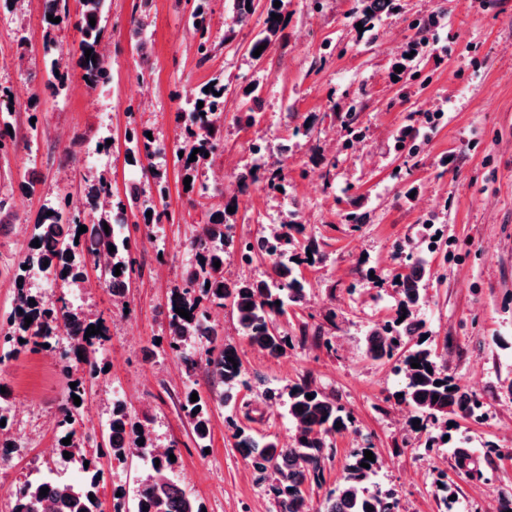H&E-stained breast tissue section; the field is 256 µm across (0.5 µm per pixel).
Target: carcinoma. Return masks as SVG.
I'll list each match as a JSON object with an SVG mask.
<instances>
[{
  "instance_id": "obj_1",
  "label": "carcinoma",
  "mask_w": 512,
  "mask_h": 512,
  "mask_svg": "<svg viewBox=\"0 0 512 512\" xmlns=\"http://www.w3.org/2000/svg\"><path fill=\"white\" fill-rule=\"evenodd\" d=\"M232 22L240 25L255 13L258 0H232ZM81 13L74 25L79 34L78 48L80 63L87 76L88 86L96 88L110 81L109 58L105 53L103 34L107 0H80ZM45 15L60 18L58 23H48L43 37L45 76L58 92L67 90L68 71L62 57L57 53L55 32L70 25L66 0H45ZM96 24L90 25L89 19ZM188 23L191 27L200 60L207 61L213 52V41L207 14L201 0H193ZM279 21L268 16L262 37L256 39L250 52L261 45H270L277 33ZM91 50L95 61L86 60L85 50ZM209 90L199 89L185 100L188 121L184 123L177 151L183 152L178 158L182 163L184 176L191 178L195 185L196 173L206 157H214L223 147L224 102L229 86L220 79L212 80ZM204 102L198 107V102ZM10 123L6 116L0 117V156H6L17 148L16 136L9 133ZM125 138V154L132 161H147L152 184L156 187L159 201L165 202L167 186L163 172L152 159L163 153L157 140L149 139L147 132L135 128L128 130ZM198 150L196 160L189 158ZM141 189L131 185L126 189V201L112 202L111 181L101 174L85 192V201L73 206L70 194L62 198V205L45 208L31 230L30 245L22 257L15 278L17 295L15 305L7 317V330L0 333V364L15 358L24 350L37 352L66 327L74 328L68 349L61 353L63 369L68 371L72 363L86 366L84 376L75 379L77 386L68 389L66 404L60 409L61 419L57 427L64 436L71 437V443L60 451L70 453V458L87 461L83 453L84 441L77 437L78 406L73 396L85 399L88 378L94 377L97 364L94 358L95 345L103 339L105 329L100 333L86 336L90 326L101 321L91 320L74 309L66 295L57 297L37 295L24 288L27 270L23 266L38 268L61 281L68 288H81L87 280V268L92 265L99 272L100 283L109 288L117 279L128 286L134 270L135 259L131 253L130 240L124 236L105 233L104 225L127 222V211L137 208ZM227 208H218L207 215V220L196 225L189 240L195 254V265L184 271L182 285L172 289L169 308L168 344L171 353L177 357L186 375L206 366L211 369L213 393L205 399L191 401L192 391L184 392L179 400V409L191 427L196 444L207 447L210 437L211 404L231 407L235 403L237 389L243 384L242 364L236 350L226 346L219 350L204 345L209 337L203 336L209 322V306H224L230 301L237 325L249 342L271 356L286 350L292 337L279 329L276 316L285 308L298 304L307 290L306 282L295 272L296 255L288 254L291 231L302 232L300 224H277L262 228L256 243L247 242L241 247L240 259L249 264L257 254L272 260V275L269 280L255 283L248 279L233 284L224 281V267H214V262L224 261L226 250L234 246L231 235L233 225L224 219ZM87 231L78 233L80 226ZM39 246H33V243ZM115 251H109V246ZM121 274L114 275L115 267ZM425 277L424 260L415 257L407 266V272L400 279V300L398 314H406L404 320L394 318L373 328L365 340L367 355L373 360H392L395 370L403 377L401 401L414 412V420L433 425L448 415H461L475 422L485 418L484 403L471 392L462 391L454 377L437 366V354L430 338L425 336L422 325L414 317V311L425 298L422 281ZM184 308L190 313L186 319L175 312ZM32 323L25 324V318ZM233 361H228V358ZM420 367L413 368L411 364ZM312 398H307V395ZM288 417L294 426L293 445L282 447L273 439L256 440L243 428L235 429L236 446L241 448L251 467L265 475H271L270 489L277 499L279 512H312L303 486L308 479L320 482L323 477V460L332 436L346 430L353 423L350 413L336 404L328 395L313 387L312 382L303 380L287 386ZM152 422L148 413L138 417L131 414L125 405H113L108 424L106 449L100 455L114 460L125 461L136 456L149 465L150 472L138 484L132 495V508L119 502L114 512H202V508L186 495L177 480L171 475L172 462L169 453L160 456L150 453L147 425ZM496 452L487 445L484 459L474 455L463 440L453 448L459 468L472 479L489 480L483 463H491L490 456ZM364 450L353 453L346 468L343 481L336 489L329 491L323 507L317 512H398V498L395 491H371L369 484L375 473V463L369 462L364 468ZM86 479L74 485L57 479L27 480L9 494L11 512H45L48 503L56 506L57 512H101L98 487L101 472L85 469ZM49 488L48 494L40 489ZM437 497L443 512H452L453 501L448 495L447 474H439Z\"/></svg>"
}]
</instances>
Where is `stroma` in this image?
<instances>
[{
	"label": "stroma",
	"instance_id": "35a3bbf8",
	"mask_svg": "<svg viewBox=\"0 0 512 512\" xmlns=\"http://www.w3.org/2000/svg\"><path fill=\"white\" fill-rule=\"evenodd\" d=\"M270 0L247 24L232 22L231 0H209L218 45L200 60L188 25L186 0H109L104 41L110 86L85 84L77 33L58 31L68 64L66 94L42 78L44 0H24L20 13L0 9V89L16 97L11 122L19 144L0 157V197L10 214L0 220V323L14 296L15 273L31 224L43 208L107 171L112 198L141 182L142 169L125 159L124 132L150 130L168 153L162 162L165 203L173 223H128L135 271L121 300L89 271L73 303L103 317L109 338L95 354L100 368L78 411V431L103 444L114 402L153 416V447L172 450L173 475L206 512H277L268 483L259 481L236 446L243 427L258 437L292 441L293 424L280 394L310 379L354 417L336 434L321 482H306L313 508L336 488L354 451L369 447L378 463L376 487L394 489L400 512H438L436 481L447 473L453 512H497L512 495V0H394L375 23L363 21L358 0H282L279 32L265 56L249 48L264 29ZM145 54H138V47ZM37 80H30L31 72ZM230 83L224 106V152L204 165L198 189L186 191L174 149L186 120L181 96L212 79ZM256 87L257 97L246 96ZM255 110L257 121L239 122ZM33 148H26L30 132ZM112 138L111 151L96 142ZM284 163V178L240 187L239 175L264 162ZM35 175L34 192L20 187ZM227 176L234 241L255 239L264 224H300L290 251L308 240L316 262L297 272L308 283L302 302L277 316L292 343L272 357L238 331L231 306L211 308L216 347H235L244 380L234 408L213 406L207 448H199L178 410L185 389L210 397L202 368L185 375L169 350V297L194 254L196 224L215 199L204 192L211 176ZM360 215L357 224L346 213ZM426 261V299L414 316L439 345V363L479 395L488 417L454 416L449 440L469 437L499 451L491 481L456 469L448 442L413 431L410 409L396 399L403 381L392 363L372 360L367 332L395 317L396 277L407 253ZM356 294H349V286ZM331 339L316 346L312 333ZM70 375L55 351L21 352L0 366L10 410V436L21 447L0 464V512L7 490L36 473L84 481L75 460L49 455ZM435 437L426 447L427 437ZM99 499L112 512L114 493L133 492L147 464L133 457L101 459Z\"/></svg>",
	"mask_w": 512,
	"mask_h": 512
}]
</instances>
